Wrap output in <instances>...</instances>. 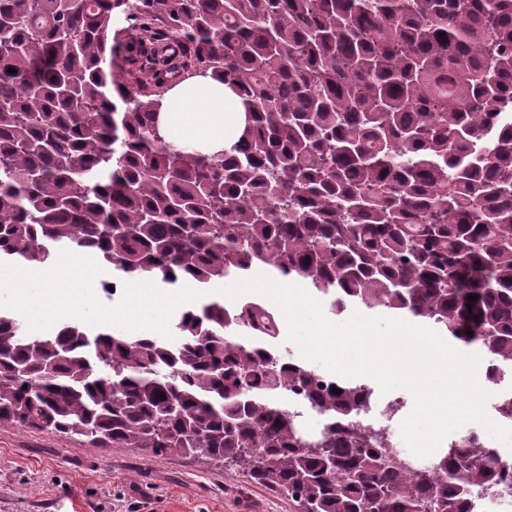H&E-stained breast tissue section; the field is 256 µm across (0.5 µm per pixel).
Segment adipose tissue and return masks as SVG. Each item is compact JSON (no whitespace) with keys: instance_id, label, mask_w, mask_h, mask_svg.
Listing matches in <instances>:
<instances>
[{"instance_id":"1","label":"adipose tissue","mask_w":512,"mask_h":512,"mask_svg":"<svg viewBox=\"0 0 512 512\" xmlns=\"http://www.w3.org/2000/svg\"><path fill=\"white\" fill-rule=\"evenodd\" d=\"M244 112L241 99L223 82L194 77L167 92L159 121L168 141L218 154L239 139Z\"/></svg>"}]
</instances>
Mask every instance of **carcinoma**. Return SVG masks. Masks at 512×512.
<instances>
[{
  "instance_id": "cac0c4a2",
  "label": "carcinoma",
  "mask_w": 512,
  "mask_h": 512,
  "mask_svg": "<svg viewBox=\"0 0 512 512\" xmlns=\"http://www.w3.org/2000/svg\"><path fill=\"white\" fill-rule=\"evenodd\" d=\"M196 70L247 108L216 155L158 122ZM60 252L168 287L261 271L333 315L429 322L512 377V0H0V262ZM279 331L259 304L208 297L173 341L79 324L30 335L0 310V421L201 454L299 512L512 496L476 430L405 465L389 429L361 420L368 386L286 359ZM298 285H301V284H298ZM301 286H303L313 297H315L316 299H318V300H320L322 302L323 310H324V313H325L326 317L328 319H330L331 321H333V322H338V323L339 322H344V321H346L352 315V313L355 310H358L359 312H361L362 314H364L366 316L402 318V319H404V320H406L408 322H411V323H414V324H417V325H422V326L431 328V329L435 330L440 336H442L441 332H439L437 329H435L434 327L430 326L429 324H425V323H422V322H419V321H416V320L405 318L403 316H397V315H394V314H392L389 311L384 310V309L368 310V309H365V308H362V307L354 306V307H351L348 310H346L341 315H336V316L332 315L329 312L328 303H327V300L325 299V297H323L320 294H317V293L313 292L311 289L306 288L304 285H301Z\"/></svg>"
}]
</instances>
